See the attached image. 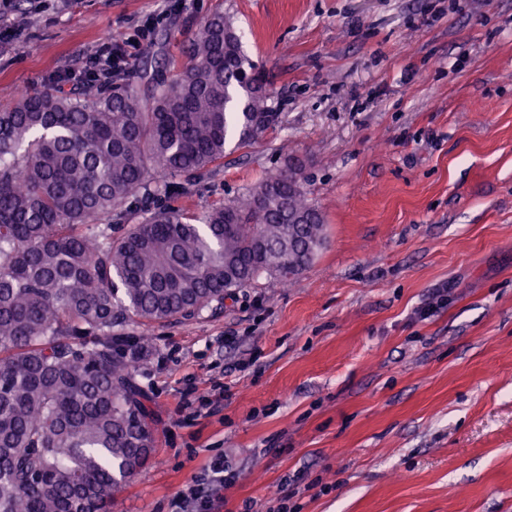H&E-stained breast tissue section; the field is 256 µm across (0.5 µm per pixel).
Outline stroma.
<instances>
[{"label":"stroma","instance_id":"obj_1","mask_svg":"<svg viewBox=\"0 0 512 512\" xmlns=\"http://www.w3.org/2000/svg\"><path fill=\"white\" fill-rule=\"evenodd\" d=\"M170 3L0 0V111L110 89L85 67L109 35L122 82L174 78L224 11L280 120L170 203L203 213L295 157L326 244L149 327L155 448L112 512H170L217 456V512H512V0Z\"/></svg>","mask_w":512,"mask_h":512}]
</instances>
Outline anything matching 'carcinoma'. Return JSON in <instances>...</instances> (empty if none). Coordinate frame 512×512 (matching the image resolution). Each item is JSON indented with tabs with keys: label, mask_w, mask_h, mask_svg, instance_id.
<instances>
[{
	"label": "carcinoma",
	"mask_w": 512,
	"mask_h": 512,
	"mask_svg": "<svg viewBox=\"0 0 512 512\" xmlns=\"http://www.w3.org/2000/svg\"><path fill=\"white\" fill-rule=\"evenodd\" d=\"M231 16L200 26L171 81L88 84L0 112V512H111L151 458L142 326L191 320L260 276L290 279L324 243L303 175L279 171L188 214L174 179L278 122ZM148 217L114 235L112 213Z\"/></svg>",
	"instance_id": "carcinoma-1"
}]
</instances>
